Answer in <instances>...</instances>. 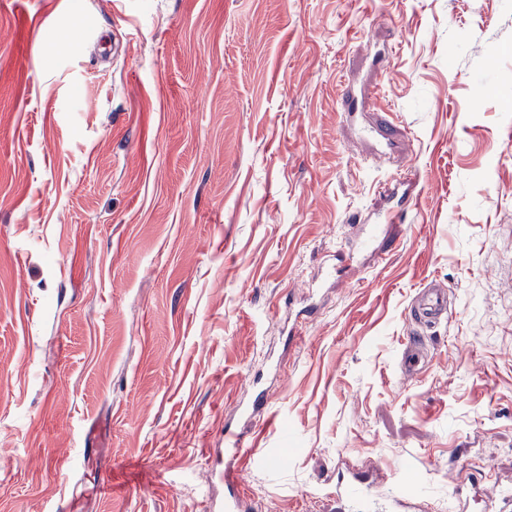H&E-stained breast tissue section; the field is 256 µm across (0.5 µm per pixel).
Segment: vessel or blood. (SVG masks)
Returning a JSON list of instances; mask_svg holds the SVG:
<instances>
[{
  "mask_svg": "<svg viewBox=\"0 0 512 512\" xmlns=\"http://www.w3.org/2000/svg\"><path fill=\"white\" fill-rule=\"evenodd\" d=\"M447 314V288L432 285L417 293L405 317L411 323L431 327ZM428 360L423 340L410 337L398 358V372L404 377L415 376ZM248 442L245 431L230 428L225 432L224 512H242L238 463L247 451ZM335 478L339 512H422L423 505L432 500L429 493L410 491L404 484L385 478L370 480L358 472L347 475L340 471L336 472Z\"/></svg>",
  "mask_w": 512,
  "mask_h": 512,
  "instance_id": "obj_1",
  "label": "vessel or blood"
}]
</instances>
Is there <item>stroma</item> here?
Masks as SVG:
<instances>
[{
  "label": "stroma",
  "instance_id": "1",
  "mask_svg": "<svg viewBox=\"0 0 512 512\" xmlns=\"http://www.w3.org/2000/svg\"><path fill=\"white\" fill-rule=\"evenodd\" d=\"M510 130L512 0H0V512L512 492ZM448 315V289L431 285L420 290L407 308L405 318L417 325L432 327ZM429 361V354L420 337H410L404 344L398 358L397 369L401 376L412 377L418 374ZM249 439L245 431L226 429L224 445H225V465H224V511L225 512H241L243 511L242 501L238 494V486L240 484L238 474V462L246 453ZM335 478L339 512H422L429 509L421 505L435 499L430 493L411 492L402 483L385 478L370 480L358 472L346 476L336 470Z\"/></svg>",
  "mask_w": 512,
  "mask_h": 512
}]
</instances>
